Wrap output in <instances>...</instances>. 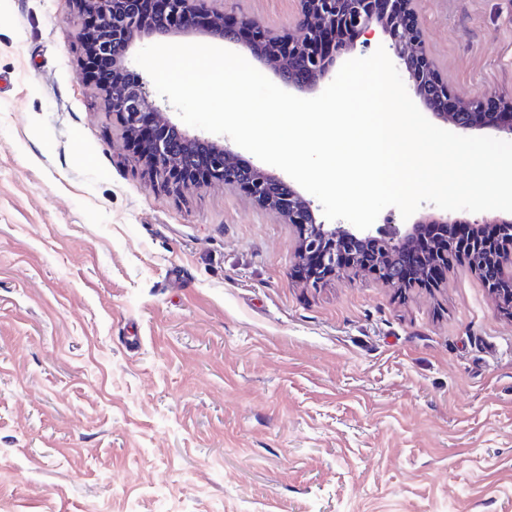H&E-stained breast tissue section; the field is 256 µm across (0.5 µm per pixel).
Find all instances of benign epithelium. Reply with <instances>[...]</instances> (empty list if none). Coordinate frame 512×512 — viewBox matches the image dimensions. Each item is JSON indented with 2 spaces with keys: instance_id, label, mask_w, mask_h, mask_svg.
I'll list each match as a JSON object with an SVG mask.
<instances>
[{
  "instance_id": "7a95c632",
  "label": "benign epithelium",
  "mask_w": 512,
  "mask_h": 512,
  "mask_svg": "<svg viewBox=\"0 0 512 512\" xmlns=\"http://www.w3.org/2000/svg\"><path fill=\"white\" fill-rule=\"evenodd\" d=\"M78 13L96 16L95 30L80 29V66L86 73L96 69L95 86L103 96L105 111L116 115L121 137L138 159L160 179L164 187L180 191L204 183H220L243 190L260 207L284 217L299 232L300 262L315 261L308 279L317 283L355 264L344 262V254L360 246H375L367 257L368 267L384 282L404 280L405 258L413 250L422 224H464V219H442L432 214L418 224L372 226L317 222L311 201L287 182L260 167L243 164L228 145L190 136L172 123L167 112L152 98L142 81L128 82L120 76L127 69V56L137 41L174 32L190 33L194 19L205 15L223 38L242 45L273 70L283 81L300 88L316 86L331 71L329 59L315 49L329 37L332 53L340 56L356 51L357 45L341 33H374L378 27L388 35V49L396 69L412 88L420 105L438 121L461 131L493 129L512 136V104L502 112L485 111L487 100L478 95L463 98L448 90L435 72L422 47L417 11L413 0H300L298 25L301 38L275 35L259 21L239 17L224 25L223 0H164L163 12L149 21L144 0H74ZM465 261L479 275L485 266L495 271L488 283L502 311L512 315V251L490 248L476 237Z\"/></svg>"
}]
</instances>
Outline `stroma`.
Here are the masks:
<instances>
[{
    "instance_id": "1",
    "label": "stroma",
    "mask_w": 512,
    "mask_h": 512,
    "mask_svg": "<svg viewBox=\"0 0 512 512\" xmlns=\"http://www.w3.org/2000/svg\"><path fill=\"white\" fill-rule=\"evenodd\" d=\"M299 0H224L301 36ZM453 93L512 98V0H415ZM72 0H0V512H512V317L299 278L298 230L172 193L82 74Z\"/></svg>"
}]
</instances>
